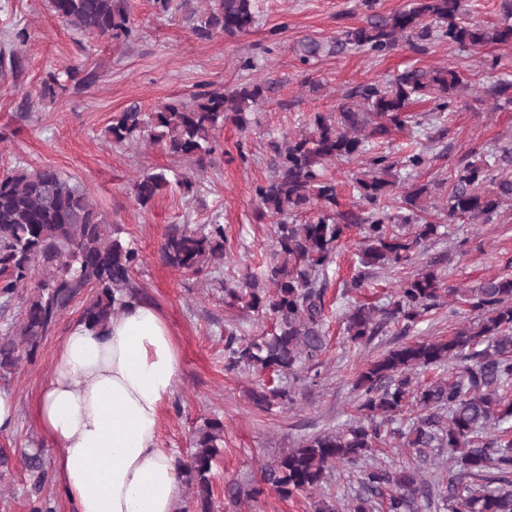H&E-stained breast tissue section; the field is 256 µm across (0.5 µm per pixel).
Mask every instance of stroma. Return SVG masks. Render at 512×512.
Here are the masks:
<instances>
[{
    "instance_id": "1",
    "label": "stroma",
    "mask_w": 512,
    "mask_h": 512,
    "mask_svg": "<svg viewBox=\"0 0 512 512\" xmlns=\"http://www.w3.org/2000/svg\"><path fill=\"white\" fill-rule=\"evenodd\" d=\"M253 25L234 36L197 38L183 9L161 12L154 0H128L134 38L88 37L55 16L47 0H0V171L24 165L53 167L84 188L102 212L114 237L136 248L141 262L132 276L140 299L169 323L180 355L179 382L163 407L161 445L186 461L195 429L211 419L224 425V444L212 468L214 512H315L313 498H284L265 490L258 499L231 504L229 483L242 490L260 486L265 467L311 435L347 427L359 392L357 374L380 354L408 341L446 336L473 317L470 309L445 297L411 327L381 321L370 340L354 344L342 317L353 303L388 305L400 268H377L363 288L351 286L362 240L359 227L340 239L323 276L327 349L315 379L283 378L288 403L261 409L251 395L265 384L251 370L224 369V332L236 329L253 339L271 328L264 314L225 306L224 286L263 276L276 248L270 218L260 217L257 185L270 174V141L305 132L314 113H331L357 86L394 78L411 69L448 67L463 84L452 111L440 112L432 100L414 103L412 125L390 128L368 144L372 156L394 162V195L422 186L423 204L432 206L440 230L420 248L418 265H430L445 286L475 288L499 273H512V200L487 224L448 221L443 206L449 179L463 157L479 159L495 146L512 144V101L492 93L499 81L512 82V45L489 44L465 50L443 40L415 49L400 44L385 54L348 51L302 64L298 42L327 40L349 27L366 25L372 15H390L411 0H258ZM26 29L25 44L11 34ZM59 80L54 97L45 88ZM269 85L261 108L247 127L225 120L213 135L211 166L169 155L158 146L113 145L105 130L113 114L132 105L150 111L172 99L213 89L233 91L244 82ZM416 151L423 164L400 168ZM363 159L334 160L326 174L336 183L339 211L366 214L370 206L353 193ZM165 171L168 189L140 205L134 183L144 174ZM193 178L183 193L178 176ZM219 219L224 226V266L218 278L193 277L167 265L162 244L173 225L198 227ZM84 298H76L58 317L34 362L0 380V392L17 402L15 428L0 434V448L20 454L41 451L47 472L58 452L43 437L35 418L37 396L49 378L54 354L70 326L80 320ZM29 475L20 463L0 480V512H27Z\"/></svg>"
}]
</instances>
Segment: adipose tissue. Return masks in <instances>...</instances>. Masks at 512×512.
<instances>
[{"label": "adipose tissue", "mask_w": 512, "mask_h": 512, "mask_svg": "<svg viewBox=\"0 0 512 512\" xmlns=\"http://www.w3.org/2000/svg\"><path fill=\"white\" fill-rule=\"evenodd\" d=\"M117 305L105 327L79 322L64 337L37 420L60 451L56 481L72 512H176L178 457L160 445L175 338L149 303L123 295Z\"/></svg>", "instance_id": "1"}]
</instances>
